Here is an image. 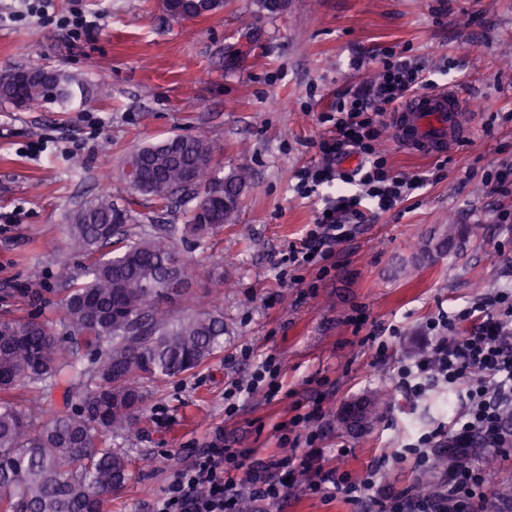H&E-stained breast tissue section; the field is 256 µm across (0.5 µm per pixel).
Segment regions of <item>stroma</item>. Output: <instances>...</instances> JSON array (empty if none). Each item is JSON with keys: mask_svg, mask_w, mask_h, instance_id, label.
Segmentation results:
<instances>
[{"mask_svg": "<svg viewBox=\"0 0 512 512\" xmlns=\"http://www.w3.org/2000/svg\"><path fill=\"white\" fill-rule=\"evenodd\" d=\"M71 4L54 0L39 18L20 0H0V71L60 69L84 87L63 107L0 102V318L57 324L60 272L75 277L81 265L60 249L68 216L100 196L102 181L127 208L130 232L187 223L183 198L131 191L124 161L134 146L202 137L214 149L217 176L248 169L231 224L202 243L176 240L190 288L182 309L223 312V342L180 377L142 380L147 401L136 433L103 440L130 459L109 512H143L216 430L267 457L280 448L279 424L319 394L322 463L355 479L441 421L448 409L441 388L413 404L391 397L359 427L344 413L387 388L395 360L422 344L429 317L512 289V223L495 219L512 210V196L485 184L489 163L512 165V0H285L276 14L259 0H224L222 10L192 20L171 17L163 0H86L103 11L104 24L80 39L58 24ZM389 49L463 96L471 132L449 155L419 157L385 128L393 172L427 175V185L390 211L367 213L324 276L303 269L300 282L281 281L280 258L316 216L300 175L321 161L337 98L371 80ZM357 56L366 60L359 72L349 66ZM36 141L45 150L33 159L26 146ZM446 224L483 231L441 248ZM426 242L432 249L422 259ZM27 288L40 291L38 304L24 296ZM389 325L405 341L390 343L382 359L368 338ZM269 355L284 363L281 392L271 401L244 397L225 417V385ZM251 512L364 510L341 494L324 500L300 481L276 503L252 502Z\"/></svg>", "mask_w": 512, "mask_h": 512, "instance_id": "35a3bbf8", "label": "stroma"}]
</instances>
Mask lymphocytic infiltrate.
Wrapping results in <instances>:
<instances>
[{
    "mask_svg": "<svg viewBox=\"0 0 512 512\" xmlns=\"http://www.w3.org/2000/svg\"><path fill=\"white\" fill-rule=\"evenodd\" d=\"M436 87L421 66L389 51L374 80L357 88L350 100L337 101L334 132L320 144L322 162L301 178L303 193L324 184L335 185L336 192L323 198L312 227L289 251V263L305 268L325 262L353 238L363 203L387 212L423 185L424 176L399 175L388 167L380 141L382 117L410 94ZM425 341L422 353L395 362L394 390L416 401L432 389H445L452 416L401 451L374 461L360 479L336 467H313L322 455L318 443L324 418L322 401L315 398L281 426L279 441L288 453L255 460L250 449L215 436L174 474L151 501L150 512H237L245 495L274 503L291 478L302 474L313 493L332 498L344 492L366 512H486V464L470 459L445 467L439 450L481 448L494 460L512 453V289L482 295L453 313L438 312L425 324ZM281 374L280 361L266 357L246 380L225 388V416L236 413L243 395L260 392L274 399L282 390ZM408 461L419 473L438 474L436 491L423 494L412 486L397 491L385 484L386 470Z\"/></svg>",
    "mask_w": 512,
    "mask_h": 512,
    "instance_id": "obj_1",
    "label": "lymphocytic infiltrate"
}]
</instances>
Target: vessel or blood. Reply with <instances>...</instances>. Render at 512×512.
Listing matches in <instances>:
<instances>
[{"label": "vessel or blood", "mask_w": 512, "mask_h": 512, "mask_svg": "<svg viewBox=\"0 0 512 512\" xmlns=\"http://www.w3.org/2000/svg\"><path fill=\"white\" fill-rule=\"evenodd\" d=\"M471 125V114L457 94L439 89L418 92L398 106L394 131L409 149L428 156L453 151Z\"/></svg>", "instance_id": "obj_1"}]
</instances>
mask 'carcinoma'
<instances>
[{"mask_svg": "<svg viewBox=\"0 0 512 512\" xmlns=\"http://www.w3.org/2000/svg\"><path fill=\"white\" fill-rule=\"evenodd\" d=\"M22 89L0 85V102L16 106L62 102L73 78L57 69ZM213 147L201 137L176 136L134 148L131 189L165 200L184 187L215 188L192 210L189 223L128 233L127 212L112 197L86 203L70 216L62 249L84 260L83 282L60 276L62 332L46 323L0 319V512H108L112 492L128 478L129 459L97 446L140 422L145 396L139 381L196 368L219 346L224 317L213 311L176 315L185 266L177 234L200 240L236 213L247 169L211 176ZM93 355L83 364L81 351ZM62 389L64 408L48 418L35 399L21 408L20 387Z\"/></svg>", "mask_w": 512, "mask_h": 512, "instance_id": "obj_1", "label": "carcinoma"}]
</instances>
